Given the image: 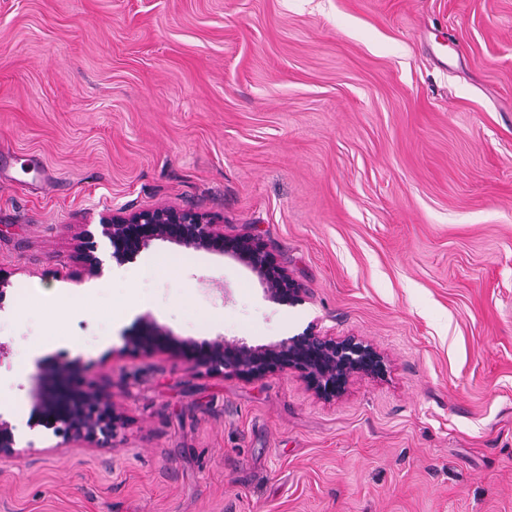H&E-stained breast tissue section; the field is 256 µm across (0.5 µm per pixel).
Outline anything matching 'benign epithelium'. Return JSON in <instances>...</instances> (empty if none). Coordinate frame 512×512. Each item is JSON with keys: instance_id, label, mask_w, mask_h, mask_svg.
I'll return each instance as SVG.
<instances>
[{"instance_id": "benign-epithelium-1", "label": "benign epithelium", "mask_w": 512, "mask_h": 512, "mask_svg": "<svg viewBox=\"0 0 512 512\" xmlns=\"http://www.w3.org/2000/svg\"><path fill=\"white\" fill-rule=\"evenodd\" d=\"M109 258L119 266L130 263L143 250L160 241L193 251L217 253L245 266L259 281L267 300L293 306L301 301L303 288L288 274L276 254L261 240L245 235H226L224 228L192 210L157 206L121 211L100 225ZM78 275L93 278L102 273L94 234L85 229L76 237ZM135 350H163L188 358L195 368L243 380H259L276 372L300 375L315 396L334 402L347 390L352 377H379L386 371L383 355L355 336L324 335L316 326L268 345L250 346L224 338L199 343L181 338L148 317L126 336ZM79 372L75 362H63L37 377L30 392L28 427L43 426L59 438L58 448L87 443L111 448L125 416L112 398L98 388L62 393L57 386ZM16 427L0 416V458L20 454Z\"/></svg>"}]
</instances>
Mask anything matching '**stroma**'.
Segmentation results:
<instances>
[{
  "label": "stroma",
  "mask_w": 512,
  "mask_h": 512,
  "mask_svg": "<svg viewBox=\"0 0 512 512\" xmlns=\"http://www.w3.org/2000/svg\"><path fill=\"white\" fill-rule=\"evenodd\" d=\"M0 512H512V0H0ZM172 206L262 239L304 290L145 250L88 291L75 237ZM150 317L264 345L309 324L384 356L336 402L130 352ZM55 340L31 360L33 341ZM76 360L113 447L27 429ZM18 445L16 427L9 420L0 417V458L19 455Z\"/></svg>",
  "instance_id": "stroma-1"
}]
</instances>
